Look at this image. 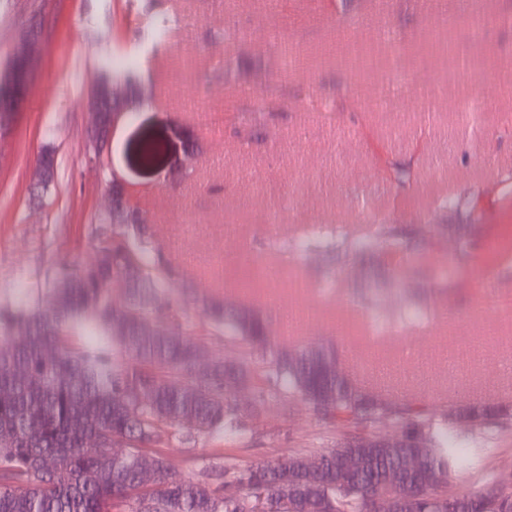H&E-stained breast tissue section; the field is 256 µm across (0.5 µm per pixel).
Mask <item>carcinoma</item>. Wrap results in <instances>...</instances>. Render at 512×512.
Here are the masks:
<instances>
[{
	"label": "carcinoma",
	"mask_w": 512,
	"mask_h": 512,
	"mask_svg": "<svg viewBox=\"0 0 512 512\" xmlns=\"http://www.w3.org/2000/svg\"><path fill=\"white\" fill-rule=\"evenodd\" d=\"M167 143L155 136L135 146L136 163L156 169ZM397 193L409 190L411 162H387ZM148 218L133 210L129 224L97 213L92 259L77 270L59 265L48 280L54 307L0 308V428L12 440L0 444V512H373L390 478L408 481L405 512H512V475L499 479L497 508L487 510L481 492H448L453 471L467 459L448 428L429 444L419 411L405 408L395 419L400 446L351 448L339 442L316 454L320 466L292 470L289 454L243 468H207L206 481L170 471L161 451L170 437L233 433L242 410L224 391V381H247L248 370L217 360L208 378L185 384L201 349L184 341L176 320L154 321L173 308V276L144 247ZM214 329L269 353V379L299 393L324 421L354 427L377 419L336 371V353L306 347L292 355L268 339L264 319L240 309L210 310ZM126 359L112 360L114 347ZM141 389L146 401L128 405L125 391ZM193 419L187 428L183 420ZM367 457L353 473L338 462L340 450ZM423 458L419 472L406 458ZM150 460L157 478L140 477ZM300 486L288 496V484Z\"/></svg>",
	"instance_id": "obj_1"
}]
</instances>
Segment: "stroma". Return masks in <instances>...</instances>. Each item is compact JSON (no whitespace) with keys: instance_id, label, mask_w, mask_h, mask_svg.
Segmentation results:
<instances>
[{"instance_id":"1","label":"stroma","mask_w":512,"mask_h":512,"mask_svg":"<svg viewBox=\"0 0 512 512\" xmlns=\"http://www.w3.org/2000/svg\"><path fill=\"white\" fill-rule=\"evenodd\" d=\"M433 2L280 0L270 15L255 0H0V74L27 34L41 35L0 136V304H45L59 261L91 259L105 183L86 161L88 98L129 68L140 101L113 129L112 167L176 270L187 340L250 369L244 429L172 437L173 470L200 480L213 463L308 455L349 434L268 384L261 348L213 332L201 307L219 299L260 310L282 349H335L352 385L390 411L450 425L469 460L457 489L512 472V418L476 428L455 417L475 404L512 408V191L502 185L512 175V0H473L470 16L438 14ZM339 24L353 28L344 53L282 77L269 31L307 48ZM228 26L247 36V75L220 64L237 53L224 44ZM146 133L168 144L153 172L132 159ZM48 148L58 174L38 199L30 171ZM386 158L413 163L408 192H396ZM448 196L454 205L438 208ZM385 226L405 246H369ZM292 310L312 317L289 339L279 322Z\"/></svg>"}]
</instances>
